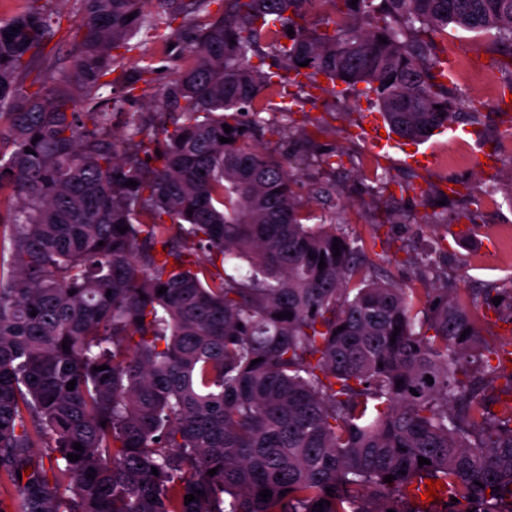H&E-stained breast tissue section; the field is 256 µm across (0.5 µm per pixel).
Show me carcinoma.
<instances>
[{"mask_svg": "<svg viewBox=\"0 0 512 512\" xmlns=\"http://www.w3.org/2000/svg\"><path fill=\"white\" fill-rule=\"evenodd\" d=\"M81 2L59 79L39 66L52 13L0 19V193L17 198L0 210V512H426L429 479L441 512H512V403L488 411L499 366L476 315L448 287L372 273L336 216L307 223L288 154L254 142L274 85L347 77L395 134L431 137L458 103L422 35L494 30L512 59V0H323L330 34L308 26L311 0H224L180 37L192 61L161 89L160 133L125 111L134 84L99 91L115 50L174 34L146 0ZM487 305L512 323V286Z\"/></svg>", "mask_w": 512, "mask_h": 512, "instance_id": "carcinoma-1", "label": "carcinoma"}]
</instances>
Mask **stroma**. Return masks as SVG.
<instances>
[{"instance_id":"obj_1","label":"stroma","mask_w":512,"mask_h":512,"mask_svg":"<svg viewBox=\"0 0 512 512\" xmlns=\"http://www.w3.org/2000/svg\"><path fill=\"white\" fill-rule=\"evenodd\" d=\"M61 25L52 44L57 50L54 71L66 69L73 53V33L82 20L80 0H38ZM140 47L112 72L113 94L146 66L153 72L139 84L129 111L152 125L163 117L159 92L187 64L179 47L137 35ZM435 53L461 49L470 63L484 70L497 87L493 106L480 101L477 88L452 83L448 90L461 102L453 124L460 138L435 134L415 142L416 151L440 157L461 152L476 159L471 168H444L436 164L411 166L403 151L374 154L362 132L364 125L383 121L376 101L360 86L337 83L334 92L299 96L291 113L269 104L266 128L258 143L273 154L288 151L296 190L305 209L326 212L324 200L313 193L314 184L334 186L336 201L348 229L358 240L367 263L384 279L426 292L440 285L456 288L479 305L477 315L486 345L512 348V323L484 306L486 293L512 282V249L500 239L501 229L512 227V65L507 48L494 33L469 32L452 26L447 36H435ZM293 133L283 147L279 129ZM331 152L333 167L308 161L310 152Z\"/></svg>"}]
</instances>
